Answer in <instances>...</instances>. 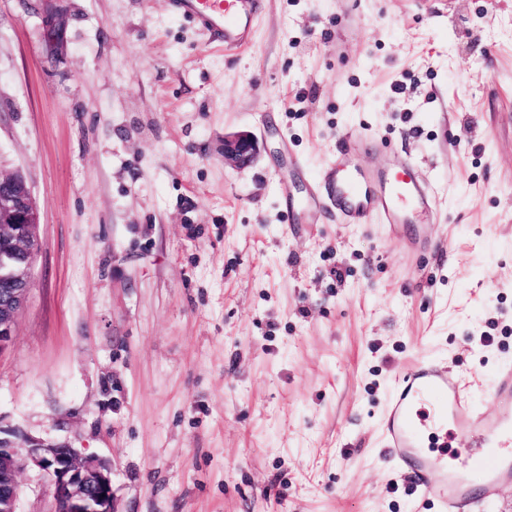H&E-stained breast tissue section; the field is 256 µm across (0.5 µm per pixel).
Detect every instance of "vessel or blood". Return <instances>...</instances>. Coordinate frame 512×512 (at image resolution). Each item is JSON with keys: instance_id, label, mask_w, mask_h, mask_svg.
I'll return each mask as SVG.
<instances>
[{"instance_id": "obj_1", "label": "vessel or blood", "mask_w": 512, "mask_h": 512, "mask_svg": "<svg viewBox=\"0 0 512 512\" xmlns=\"http://www.w3.org/2000/svg\"><path fill=\"white\" fill-rule=\"evenodd\" d=\"M175 12L193 19L210 40L227 51L247 48L266 0H170ZM313 204L336 208L347 223L371 220L399 233L420 224L437 208L429 176L409 158L374 173L353 172L347 164L324 168L309 186ZM487 398L491 410L471 399L463 377L429 361L410 365L396 380L382 417L385 448L408 482L438 512H475L494 505L502 486L512 484V360L495 369ZM472 438L489 455L479 479H472L471 454L449 467V438Z\"/></svg>"}]
</instances>
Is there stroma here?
Returning a JSON list of instances; mask_svg holds the SVG:
<instances>
[{"mask_svg":"<svg viewBox=\"0 0 512 512\" xmlns=\"http://www.w3.org/2000/svg\"><path fill=\"white\" fill-rule=\"evenodd\" d=\"M349 131L437 185L425 248L309 206ZM0 168L42 240L0 424L112 460L118 512H434L380 424L412 360L484 406L512 358V0H268L232 55L169 0H0ZM257 138L248 131H239L224 136V163L238 168L251 166L260 154Z\"/></svg>","mask_w":512,"mask_h":512,"instance_id":"obj_1","label":"stroma"}]
</instances>
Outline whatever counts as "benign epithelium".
I'll return each mask as SVG.
<instances>
[{"mask_svg": "<svg viewBox=\"0 0 512 512\" xmlns=\"http://www.w3.org/2000/svg\"><path fill=\"white\" fill-rule=\"evenodd\" d=\"M224 163L251 166L260 154L248 131L224 135ZM39 211L21 170L0 171V355L10 346L28 302L41 250ZM36 469L50 478L53 512H118L110 460L86 455L68 442H50L0 425V512H18L19 475Z\"/></svg>", "mask_w": 512, "mask_h": 512, "instance_id": "7a95c632", "label": "benign epithelium"}]
</instances>
